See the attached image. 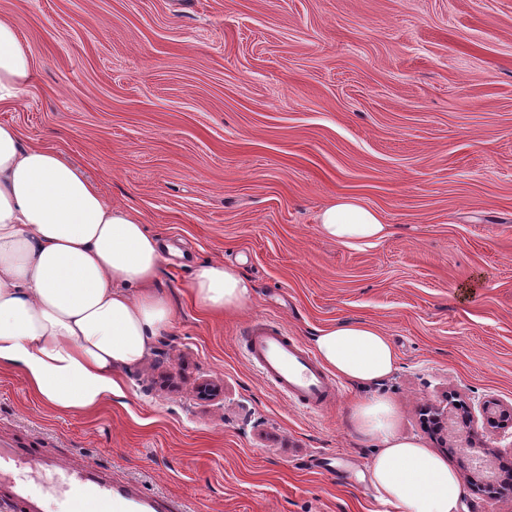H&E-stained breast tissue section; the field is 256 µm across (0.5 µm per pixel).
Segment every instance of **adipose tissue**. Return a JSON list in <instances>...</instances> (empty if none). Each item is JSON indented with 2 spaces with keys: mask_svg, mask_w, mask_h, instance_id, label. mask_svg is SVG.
I'll list each match as a JSON object with an SVG mask.
<instances>
[{
  "mask_svg": "<svg viewBox=\"0 0 512 512\" xmlns=\"http://www.w3.org/2000/svg\"><path fill=\"white\" fill-rule=\"evenodd\" d=\"M33 58L18 26L0 18V104H16ZM319 229L345 245L390 235L377 211L354 196L323 208ZM164 261L158 236L134 210L109 202L60 151L24 143L0 122V370L25 375L49 406L87 413L120 393L121 373L141 367L174 327L168 296L155 282ZM254 287L240 268L199 265L183 293L199 308L235 314ZM322 363L368 388L392 374L387 336L363 320L317 330ZM349 422L375 444L370 482L392 512H459L465 489L447 459L396 428V410L376 396L354 404Z\"/></svg>",
  "mask_w": 512,
  "mask_h": 512,
  "instance_id": "obj_1",
  "label": "adipose tissue"
}]
</instances>
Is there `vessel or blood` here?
I'll return each mask as SVG.
<instances>
[{
	"label": "vessel or blood",
	"instance_id": "b4317fda",
	"mask_svg": "<svg viewBox=\"0 0 512 512\" xmlns=\"http://www.w3.org/2000/svg\"><path fill=\"white\" fill-rule=\"evenodd\" d=\"M248 361L277 393L306 409L331 405L338 392L333 379L303 343L278 322L253 319L238 339ZM51 475V492L65 496L70 512H184L183 506L161 498H146L135 486L104 479L96 467L73 470L42 458L30 448L0 441V484L9 483L8 507L18 512H46V499L31 490L30 471Z\"/></svg>",
	"mask_w": 512,
	"mask_h": 512
}]
</instances>
